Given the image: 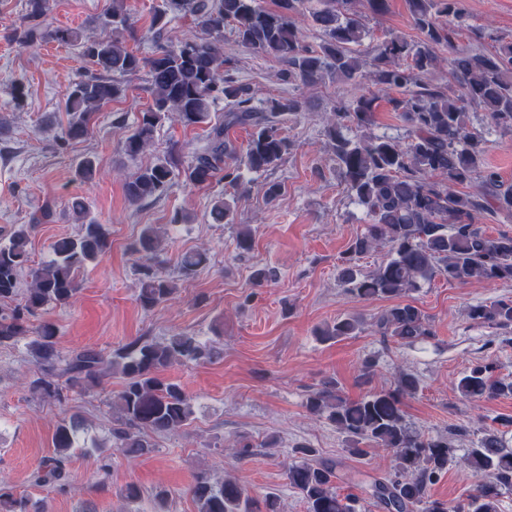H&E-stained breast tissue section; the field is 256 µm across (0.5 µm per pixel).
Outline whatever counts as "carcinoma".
<instances>
[{
	"mask_svg": "<svg viewBox=\"0 0 512 512\" xmlns=\"http://www.w3.org/2000/svg\"><path fill=\"white\" fill-rule=\"evenodd\" d=\"M407 2L417 38L390 31L368 51L362 49L368 31L355 5L382 14L388 0H323L319 9L310 8L309 0H276L274 10L262 7L259 0H161L152 21L156 48L149 56L128 50L121 41L136 33L134 12L125 0H112V9L105 14L111 32L103 37H88L71 28L45 29L42 18L48 0H26L14 36L24 47L44 40L78 45L96 67V73L80 76L65 91L70 120L61 132L64 143L86 138L96 111L126 97L122 77L142 70L149 76L151 103L122 142V150L131 158L150 146L164 121L184 127L203 124L212 104L224 100V123L210 128L206 144L184 177L202 186L220 174L226 186L241 194L248 191L244 173L272 171L288 154L291 142L283 124L302 102L271 97L260 107L254 105L252 87L230 74L232 60L222 55L224 27H231L238 46L285 64L283 77L291 84L313 87L330 79L352 83L361 93L339 103L325 125L336 172L369 217L365 232L341 257L339 279L346 291L360 298H393L437 276L456 284L474 279L512 281V234L492 235L480 224L487 215H512V184L488 165L484 133L468 124V109L476 106L488 126L512 130V42H501L489 51L458 48L462 0ZM186 16L193 18L199 33L172 35L170 22ZM306 19L322 34L317 49L305 43L301 23ZM440 48L448 49V59L439 57ZM443 61L456 84L452 92L426 80ZM374 88L399 92L387 103L406 125L405 140L364 132L377 107ZM236 126L251 129L242 150L228 135ZM178 171L172 152L141 168L125 183L129 200L158 198L172 186ZM475 180L481 184L480 193L463 191ZM236 203L235 196L216 200L211 210L214 220L231 223ZM70 209L78 231L56 238L50 258L35 266L30 265L33 225L47 220L51 210L15 226L0 240V346L27 339V349L39 367L28 379V388L58 402L65 400V388L84 391L120 375L122 387L112 401L119 427L112 429L111 448L141 456L151 452V436L178 431L194 414L193 397L180 384L161 377V372L211 360L219 351L195 336L176 333L161 342L140 336L117 347L108 359L92 348L64 356L53 324L30 329V318L44 307L73 302L79 273L110 246L106 225L87 218L82 202H72ZM379 246L389 247L390 258L373 271L362 272L360 257ZM131 252L139 266L140 305L151 310L169 301L176 284L164 274L165 248L152 226L143 229ZM206 263V253L189 251L182 255L180 269L193 276ZM468 315L481 324L512 326V299L473 305ZM361 326L357 316L341 317L320 329L318 336L334 340L355 334ZM374 326L380 335L402 345L433 335L426 316L411 304L385 309ZM496 369L494 361L480 360L463 373L455 388L475 400L512 397V378L495 376ZM419 387L415 374L401 372L392 387L353 400L329 379L309 394L306 407L345 435L350 454L365 456L371 445L391 453L390 471L372 483L370 492L373 503L385 512H498L503 491L512 489V448L495 428L485 429L464 456L475 478L466 500L452 506L429 495L457 449L445 437L425 436L407 422L403 398ZM78 429L79 424L65 421L56 427L53 451L37 471L38 482L65 486L67 466L83 450ZM290 456L288 486L300 495L306 512H361L356 499L336 492L335 468L318 462L316 449L297 445ZM190 493L197 512H253L251 499L235 479L213 482L201 472ZM0 512H26L25 501L15 496L5 479H0Z\"/></svg>",
	"mask_w": 512,
	"mask_h": 512,
	"instance_id": "cac0c4a2",
	"label": "carcinoma"
}]
</instances>
